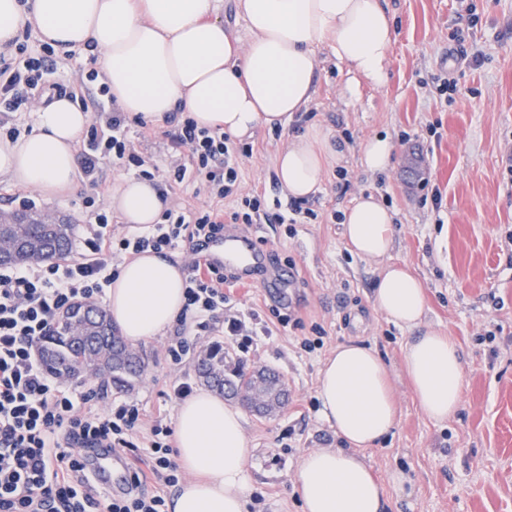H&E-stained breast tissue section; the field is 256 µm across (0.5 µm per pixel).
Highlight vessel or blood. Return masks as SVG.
Masks as SVG:
<instances>
[{
    "mask_svg": "<svg viewBox=\"0 0 512 512\" xmlns=\"http://www.w3.org/2000/svg\"><path fill=\"white\" fill-rule=\"evenodd\" d=\"M202 268H223L235 263H248L251 272L247 281L266 289L283 303H291L290 293L295 285L293 270L277 268L265 270V258L254 246L252 237L237 232L225 233L224 237L208 242L200 254ZM97 475L106 488L124 486L128 478V460L125 455L107 453L94 462Z\"/></svg>",
    "mask_w": 512,
    "mask_h": 512,
    "instance_id": "vessel-or-blood-1",
    "label": "vessel or blood"
}]
</instances>
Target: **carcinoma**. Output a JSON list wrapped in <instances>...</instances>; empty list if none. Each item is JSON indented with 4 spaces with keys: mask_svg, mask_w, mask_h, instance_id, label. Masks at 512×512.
<instances>
[{
    "mask_svg": "<svg viewBox=\"0 0 512 512\" xmlns=\"http://www.w3.org/2000/svg\"><path fill=\"white\" fill-rule=\"evenodd\" d=\"M11 219V224H0V242L7 245L20 241L22 245L9 254L6 262L28 265L64 260L71 254V225L63 221L45 224L40 215L30 210L14 212ZM65 313L66 317H58L40 343L42 370L58 378L94 377L102 386L119 392L133 390L143 374L144 362L118 336L107 310L81 301L69 306ZM196 372L206 386L222 395L237 398L243 386L251 384L267 410L278 407L279 375L270 370L258 377L239 371L227 373L224 351L217 344L198 360Z\"/></svg>",
    "mask_w": 512,
    "mask_h": 512,
    "instance_id": "cac0c4a2",
    "label": "carcinoma"
}]
</instances>
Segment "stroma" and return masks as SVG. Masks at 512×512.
Returning <instances> with one entry per match:
<instances>
[{
	"label": "stroma",
	"instance_id": "1",
	"mask_svg": "<svg viewBox=\"0 0 512 512\" xmlns=\"http://www.w3.org/2000/svg\"><path fill=\"white\" fill-rule=\"evenodd\" d=\"M397 38L388 55V82L362 83L356 98L344 90L348 69L327 46L317 50L315 100L304 120L279 129L260 128L253 153L240 158L243 192L258 190L288 203L276 180L274 158L288 137L311 124L335 132L349 147L341 168H328L322 193L309 197L316 217L288 227L255 224L247 232L273 267L298 273L296 301L279 314L302 318L303 328L274 324L275 297L246 284L227 282L226 305L256 312L271 333L256 337L248 352L226 345L222 327L188 329L194 344L180 368L167 358V336L140 341L145 360L141 383L132 393L145 421L174 423L177 400L168 396L182 377H194L208 347H224L226 369H271L288 391L270 416L244 410L247 468L261 512H302L293 483L302 458L341 442L322 420L318 371L337 345L351 341L376 349L394 385L399 416L394 430L366 449L365 459L386 484V512H512V0H474L479 17L468 25L461 0H383ZM454 82L451 97L440 96L441 79ZM389 134L393 167L371 174L361 165L367 137ZM136 151L167 176L187 162L172 151L165 130L130 123ZM125 169L106 170L102 189L85 181L60 201L36 198L35 211L54 212L73 228L74 242L87 229L82 201L109 199ZM442 202L433 205L431 195ZM386 199L396 213L392 259L406 264L423 282L426 326L450 336L463 355V402L454 418L436 423L418 408L403 368L410 338L373 304L379 267L352 255L336 220L360 194ZM494 342L484 339L486 333ZM320 335L313 353L302 338ZM403 472V489L391 487Z\"/></svg>",
	"mask_w": 512,
	"mask_h": 512
}]
</instances>
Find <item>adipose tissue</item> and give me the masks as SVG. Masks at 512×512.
Returning <instances> with one entry per match:
<instances>
[{
  "mask_svg": "<svg viewBox=\"0 0 512 512\" xmlns=\"http://www.w3.org/2000/svg\"><path fill=\"white\" fill-rule=\"evenodd\" d=\"M236 9L245 43L225 28L221 0H0V45L32 25L55 50H91L128 117L162 127L179 110L239 139L308 111L320 44L366 82H386L396 29L380 0H236ZM34 117L31 134L0 145V173L45 199L63 198L75 184L76 143L90 115L63 96L36 107ZM344 158L331 132L311 126L277 151L278 183L290 197H310L321 192L325 169ZM110 205L135 226L158 223L165 209L152 182L129 176ZM394 220L385 201L364 196L345 211L342 236L351 253L383 262L374 303L409 332L404 367L415 398L429 419L445 422L462 404L463 363L447 336L423 328L422 282L389 260ZM184 279L178 264L152 252L122 263L106 298L122 336L135 343L173 325ZM317 398L342 445L302 458L294 491L303 512H384L385 489L363 455L397 421L380 355L356 342L337 345L319 370ZM175 426L176 459L190 478L170 512H247L252 482L240 411L199 390L178 404Z\"/></svg>",
  "mask_w": 512,
  "mask_h": 512,
  "instance_id": "1",
  "label": "adipose tissue"
}]
</instances>
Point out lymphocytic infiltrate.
I'll return each instance as SVG.
<instances>
[{
	"label": "lymphocytic infiltrate",
	"mask_w": 512,
	"mask_h": 512,
	"mask_svg": "<svg viewBox=\"0 0 512 512\" xmlns=\"http://www.w3.org/2000/svg\"><path fill=\"white\" fill-rule=\"evenodd\" d=\"M58 60L50 43L31 49L10 42L0 50V112L20 114L34 102L64 96L54 81ZM99 73L89 70L87 82ZM98 85V83H97ZM93 119L81 150L80 174L100 186L106 165L138 168L142 179L155 181L158 167L140 156L128 136L127 116L107 86L89 98ZM174 149L189 161L175 166L170 181L189 184L208 203L192 209L166 210L162 220L113 237L106 211L94 199L84 201L88 235L77 259L36 266H0V512H166L167 488L183 478L172 460L171 428L155 420L142 429L138 402L114 399L100 404L91 390H77L48 377L36 353L58 314L77 300L103 301L115 278V265L143 252L187 250L185 301L181 330L170 338L166 353L181 365L191 350L183 329L209 328L224 322L229 343L254 333L244 315L224 313V274L201 271L196 260L206 241L223 234L225 223L300 224L313 209L291 201L287 211L273 209L264 195H241L238 159L253 147L234 143L216 129L198 127L183 117L170 135ZM232 211H225V203ZM97 448L133 456L138 465L117 494L97 484L84 464Z\"/></svg>",
	"instance_id": "obj_1"
}]
</instances>
